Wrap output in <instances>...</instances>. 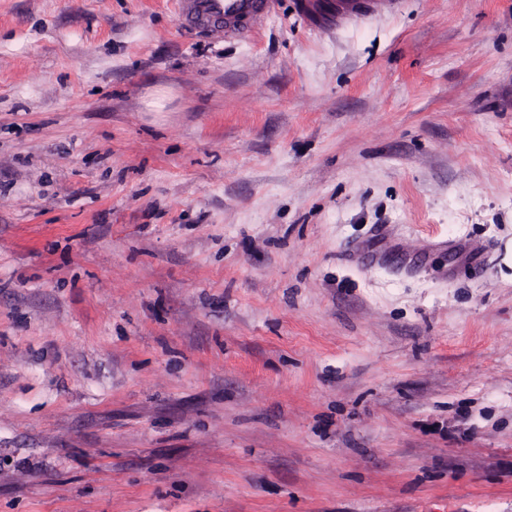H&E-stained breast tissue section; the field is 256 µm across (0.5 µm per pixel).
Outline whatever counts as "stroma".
<instances>
[{
  "label": "stroma",
  "instance_id": "stroma-1",
  "mask_svg": "<svg viewBox=\"0 0 512 512\" xmlns=\"http://www.w3.org/2000/svg\"><path fill=\"white\" fill-rule=\"evenodd\" d=\"M0 512H512V0H0ZM278 0H177L176 19L186 31L223 32L244 39L276 12ZM388 3L387 0H336V21L350 16H367Z\"/></svg>",
  "mask_w": 512,
  "mask_h": 512
}]
</instances>
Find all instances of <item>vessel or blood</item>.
<instances>
[{
  "label": "vessel or blood",
  "instance_id": "b4317fda",
  "mask_svg": "<svg viewBox=\"0 0 512 512\" xmlns=\"http://www.w3.org/2000/svg\"><path fill=\"white\" fill-rule=\"evenodd\" d=\"M387 0H336V16L358 18L385 6ZM278 0H176L178 25L187 31L221 32L244 39L275 13Z\"/></svg>",
  "mask_w": 512,
  "mask_h": 512
}]
</instances>
